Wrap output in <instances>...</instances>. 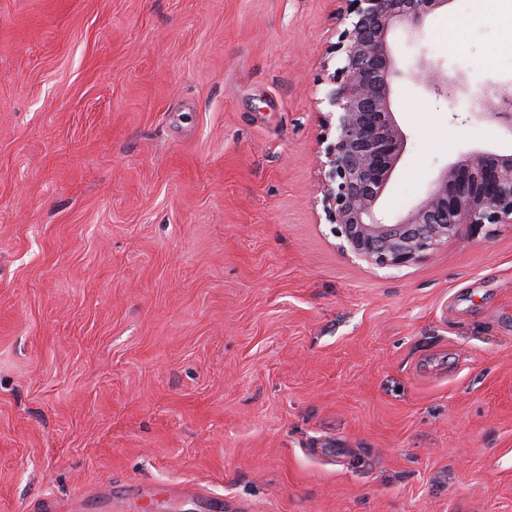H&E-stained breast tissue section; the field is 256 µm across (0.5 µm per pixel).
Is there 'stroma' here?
<instances>
[{"label": "stroma", "mask_w": 512, "mask_h": 512, "mask_svg": "<svg viewBox=\"0 0 512 512\" xmlns=\"http://www.w3.org/2000/svg\"><path fill=\"white\" fill-rule=\"evenodd\" d=\"M338 0H0V512H512V226L386 270L318 201ZM467 38L443 47L449 12ZM402 62L393 224L462 155L512 19ZM410 73L414 81L418 84H432L436 87L437 91L442 92L443 89L448 95L452 93L455 88L461 84L460 78L448 80V74H444L434 67V65L427 60L424 56L417 58L413 66L409 67Z\"/></svg>", "instance_id": "stroma-1"}]
</instances>
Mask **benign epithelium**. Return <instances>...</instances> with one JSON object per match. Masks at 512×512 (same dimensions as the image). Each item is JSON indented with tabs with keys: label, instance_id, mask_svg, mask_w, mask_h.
<instances>
[{
	"label": "benign epithelium",
	"instance_id": "obj_1",
	"mask_svg": "<svg viewBox=\"0 0 512 512\" xmlns=\"http://www.w3.org/2000/svg\"><path fill=\"white\" fill-rule=\"evenodd\" d=\"M344 29L331 47L334 71L323 79L326 146L320 161L322 210L348 256L379 269H399L438 247L487 225L512 224V154L476 153L450 164L425 197L395 224L375 208L406 150L407 136L391 109L395 81L403 76L391 39L404 29L410 39L424 20L449 0H341ZM418 84L451 93L450 79L425 57L409 67ZM483 116L512 131V101Z\"/></svg>",
	"mask_w": 512,
	"mask_h": 512
}]
</instances>
